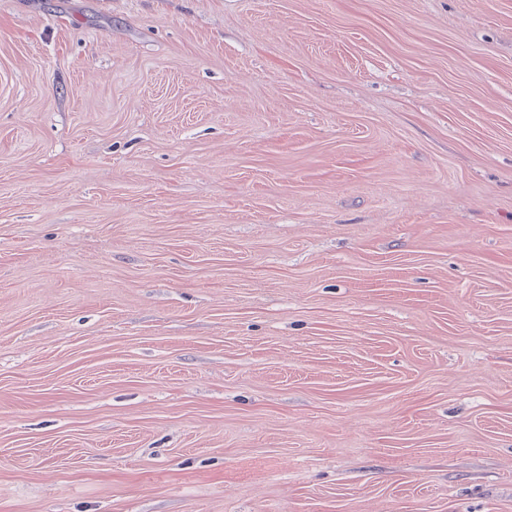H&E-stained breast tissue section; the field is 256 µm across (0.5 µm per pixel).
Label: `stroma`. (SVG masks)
Wrapping results in <instances>:
<instances>
[{"label":"stroma","mask_w":512,"mask_h":512,"mask_svg":"<svg viewBox=\"0 0 512 512\" xmlns=\"http://www.w3.org/2000/svg\"><path fill=\"white\" fill-rule=\"evenodd\" d=\"M0 512H512V0H0Z\"/></svg>","instance_id":"1"}]
</instances>
